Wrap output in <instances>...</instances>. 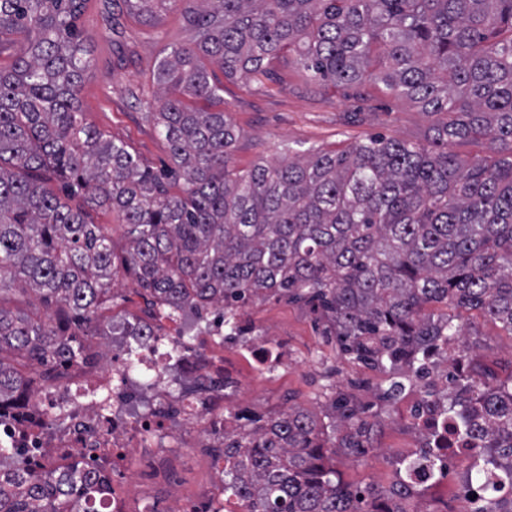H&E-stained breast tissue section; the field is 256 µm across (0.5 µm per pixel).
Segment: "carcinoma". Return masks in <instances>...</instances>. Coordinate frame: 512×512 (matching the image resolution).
<instances>
[{"mask_svg": "<svg viewBox=\"0 0 512 512\" xmlns=\"http://www.w3.org/2000/svg\"><path fill=\"white\" fill-rule=\"evenodd\" d=\"M87 0H0V37L25 45L0 67V294L17 283L73 313L96 336L119 271L112 240L90 218L129 226L123 269L174 310L237 315L268 296L311 306L345 359L424 378L459 335L450 311L479 310L512 335V0H123L153 27L179 5L192 42L156 68L160 96L133 91L170 151L163 172L91 125L78 91L89 68L77 21ZM297 56L322 85H382L433 118L430 141L371 136L339 152L232 168L238 138L224 77L271 78L267 62ZM488 141L501 155L463 159L451 146ZM25 352L47 378L83 355L77 337L0 305V352ZM0 361V409L28 402ZM329 422L291 406L224 434V492L246 512H405L412 474L445 470L434 442L400 458L389 487L351 489L328 465L336 448L363 455L371 423L333 392ZM441 420L487 440L466 480L483 512H512V384L467 373ZM0 512H94L90 471L32 473L0 440Z\"/></svg>", "mask_w": 512, "mask_h": 512, "instance_id": "obj_1", "label": "carcinoma"}]
</instances>
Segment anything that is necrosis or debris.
Masks as SVG:
<instances>
[{
    "label": "necrosis or debris",
    "instance_id": "necrosis-or-debris-1",
    "mask_svg": "<svg viewBox=\"0 0 512 512\" xmlns=\"http://www.w3.org/2000/svg\"><path fill=\"white\" fill-rule=\"evenodd\" d=\"M146 324L148 333L132 335ZM220 318L189 334L172 309L154 305L147 321L115 319L103 326L95 357L67 365L58 387L32 386L31 399L12 411L0 434L33 448L36 473L64 468L78 457L101 455L98 476L109 479L98 512H244L239 499L225 495L224 470L213 467L203 495H181L173 485L174 462L182 451L210 456L238 421L224 405V333ZM240 357L262 374L293 361L286 343L271 336L242 334ZM139 357L128 368L127 351ZM398 399L403 418L429 438L441 417L440 394L447 373L402 380ZM63 406L62 420L44 414Z\"/></svg>",
    "mask_w": 512,
    "mask_h": 512
}]
</instances>
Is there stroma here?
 <instances>
[{
	"label": "stroma",
	"instance_id": "stroma-1",
	"mask_svg": "<svg viewBox=\"0 0 512 512\" xmlns=\"http://www.w3.org/2000/svg\"><path fill=\"white\" fill-rule=\"evenodd\" d=\"M80 29L91 59L78 94L87 120L126 143L145 166L163 169L170 163L167 143L130 92L155 95L158 59L191 39L181 10L168 9L157 26L146 27L127 16L122 0H88ZM268 68L271 79L242 76L224 83V109L240 131L233 152L237 169L316 148L341 150L377 134L412 142L429 136L430 117L384 87L320 85L285 53ZM242 315L257 330L287 339L295 361L271 377L228 390L233 410L269 416L295 404L322 415L328 410L323 389L353 394L376 425V447L360 458L337 450L334 464L343 482L354 487L388 486L396 456L419 441L398 406L381 397L386 374L346 360L335 337L325 335L324 320L307 305L271 297L249 304ZM455 315L474 363L491 381L511 379L512 336L478 312L459 309Z\"/></svg>",
	"mask_w": 512,
	"mask_h": 512
}]
</instances>
